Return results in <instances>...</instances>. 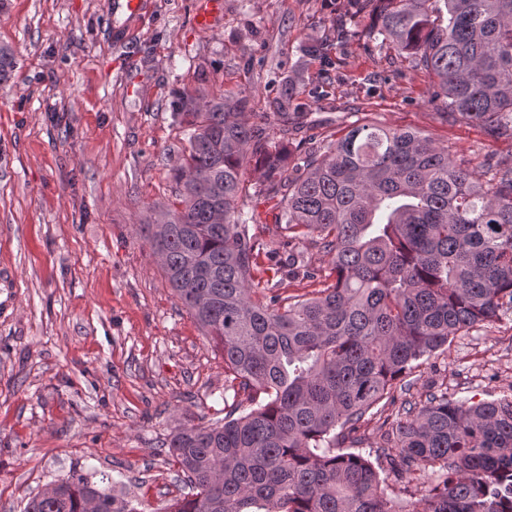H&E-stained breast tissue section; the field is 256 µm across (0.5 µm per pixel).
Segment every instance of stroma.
Returning a JSON list of instances; mask_svg holds the SVG:
<instances>
[{
	"label": "stroma",
	"mask_w": 512,
	"mask_h": 512,
	"mask_svg": "<svg viewBox=\"0 0 512 512\" xmlns=\"http://www.w3.org/2000/svg\"><path fill=\"white\" fill-rule=\"evenodd\" d=\"M209 8L212 22L195 16ZM348 0H0V512L65 476L107 474L139 512L179 496L165 443L187 422L224 417V355L174 296L143 225L175 203L187 138L176 91H245L267 130L283 77L300 75L312 149L352 121L412 129L474 169L512 141L432 105L424 73L368 40L361 17L330 49L337 74L302 56L329 39ZM326 85L327 99L308 91ZM406 399L512 396V311L424 361Z\"/></svg>",
	"instance_id": "1"
}]
</instances>
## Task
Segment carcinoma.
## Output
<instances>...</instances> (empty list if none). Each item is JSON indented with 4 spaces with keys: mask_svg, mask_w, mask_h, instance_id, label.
<instances>
[{
    "mask_svg": "<svg viewBox=\"0 0 512 512\" xmlns=\"http://www.w3.org/2000/svg\"><path fill=\"white\" fill-rule=\"evenodd\" d=\"M366 13L377 47L432 79V102L512 139V0H349L336 42ZM301 51L334 64L322 43ZM15 67L0 46V84ZM297 96L292 73L271 103L274 138L247 122L245 95L174 93L188 142L180 207H156L145 232L176 296L222 348L224 423L170 436L167 456L191 492L166 512H512V396L468 405L431 392L403 402L377 457L360 448L372 409L410 390L419 361L512 310V155L475 172L419 132L357 121L307 152L288 138ZM250 165L260 188L247 208L238 200ZM259 225L283 240L275 266L315 280L288 246L316 238L333 282L306 297L255 279ZM383 461L430 476L421 498H390ZM24 512L139 510L68 476Z\"/></svg>",
    "mask_w": 512,
    "mask_h": 512,
    "instance_id": "obj_1",
    "label": "carcinoma"
}]
</instances>
